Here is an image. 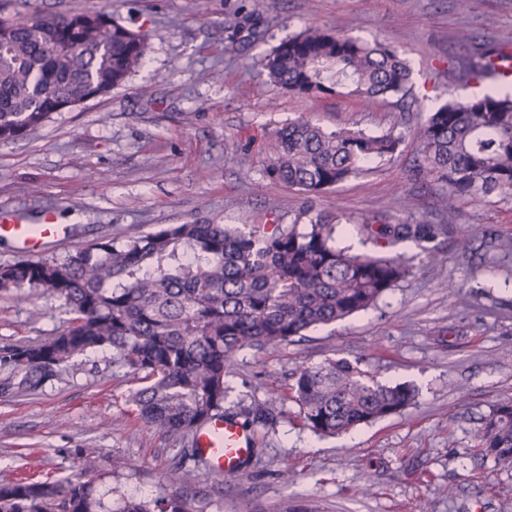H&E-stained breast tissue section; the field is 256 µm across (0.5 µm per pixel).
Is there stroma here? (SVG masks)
Here are the masks:
<instances>
[{"instance_id":"obj_1","label":"stroma","mask_w":512,"mask_h":512,"mask_svg":"<svg viewBox=\"0 0 512 512\" xmlns=\"http://www.w3.org/2000/svg\"><path fill=\"white\" fill-rule=\"evenodd\" d=\"M108 10L147 37L146 63L102 97L53 113L40 129L0 142V210L30 223L69 224L61 258L108 239L205 218L217 224H289L306 206L337 210L355 227L377 218L447 228L437 250L397 246L410 275L372 309L307 332L271 352L235 356L228 416L270 403L276 429L250 426L256 453L232 474L185 467L164 474L192 433H161L129 401L135 383L111 353L77 357L35 392L0 396V479L56 481L79 472L75 451L100 452L122 492L188 496L194 512H512V471L477 454L475 433L512 401V199L492 195L445 209L439 181H420L412 131L451 98L471 97L456 58L463 34L512 44V0H0V19L20 13ZM343 27L394 45L412 68L421 109L363 107L350 96L306 98L273 86L262 60L308 27ZM404 135L398 153L333 190L308 197L270 181L267 146L283 124ZM467 238L469 250L457 247ZM63 300L27 304L0 295V345L56 336ZM360 361L384 383L414 385L401 413L336 437L305 428L288 398L294 373L331 359Z\"/></svg>"}]
</instances>
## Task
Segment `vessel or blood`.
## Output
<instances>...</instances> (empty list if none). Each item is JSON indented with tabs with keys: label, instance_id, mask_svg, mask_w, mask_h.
<instances>
[{
	"label": "vessel or blood",
	"instance_id": "1",
	"mask_svg": "<svg viewBox=\"0 0 512 512\" xmlns=\"http://www.w3.org/2000/svg\"><path fill=\"white\" fill-rule=\"evenodd\" d=\"M67 228L62 224L31 226L9 213L0 212V239L11 240L24 253L33 255L39 243L65 240ZM194 446L209 460L215 471L236 472L239 462L249 453L248 440L235 422L214 418L202 423L194 432Z\"/></svg>",
	"mask_w": 512,
	"mask_h": 512
}]
</instances>
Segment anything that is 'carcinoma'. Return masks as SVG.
<instances>
[{
  "label": "carcinoma",
  "mask_w": 512,
  "mask_h": 512,
  "mask_svg": "<svg viewBox=\"0 0 512 512\" xmlns=\"http://www.w3.org/2000/svg\"><path fill=\"white\" fill-rule=\"evenodd\" d=\"M0 141L41 127L61 100L121 85L147 51L141 32L105 10L37 13L2 21ZM465 81H483L508 59L503 46L462 36ZM57 49L48 51L49 44ZM275 87L305 97L342 93L367 107L404 99L412 70L392 45L364 43L340 28L309 27L265 57ZM421 147L416 177L448 187V209L497 195L512 198V81L500 79L463 101L450 100L413 131ZM402 133L338 128L297 119L273 134L266 177L310 196L358 176L364 164L389 160ZM340 212L307 207L290 224H214L195 219L125 240H108L61 260L0 265V293L27 302L34 291L64 301L71 318L45 341L0 346V395L34 392L87 352L112 351L133 373L137 416L163 432H189L224 416L234 356L275 350L319 326L378 304L410 270L388 249L430 243L443 227L423 222L355 224L379 247L336 246ZM289 393L304 427L335 436L399 414L415 403L411 384H386L345 358L304 366ZM245 425L275 427L264 403L241 410ZM482 457L512 470V404L497 405L477 435ZM82 475L63 483L0 481V512H193L182 497L100 492L94 448L76 450Z\"/></svg>",
  "instance_id": "cac0c4a2"
}]
</instances>
